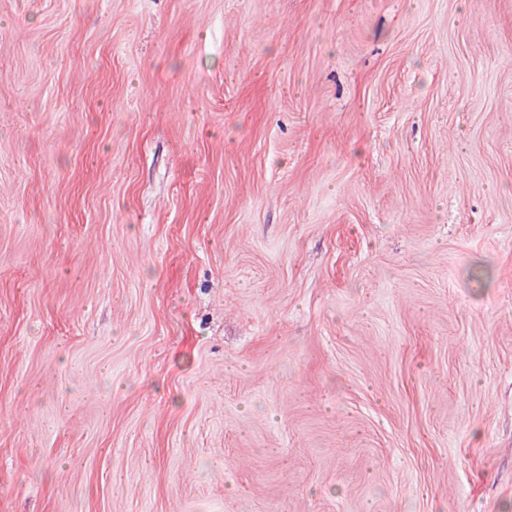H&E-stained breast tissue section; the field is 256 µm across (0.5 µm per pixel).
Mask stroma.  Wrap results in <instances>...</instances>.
<instances>
[{
	"mask_svg": "<svg viewBox=\"0 0 512 512\" xmlns=\"http://www.w3.org/2000/svg\"><path fill=\"white\" fill-rule=\"evenodd\" d=\"M0 512H512V0H0Z\"/></svg>",
	"mask_w": 512,
	"mask_h": 512,
	"instance_id": "stroma-1",
	"label": "stroma"
}]
</instances>
